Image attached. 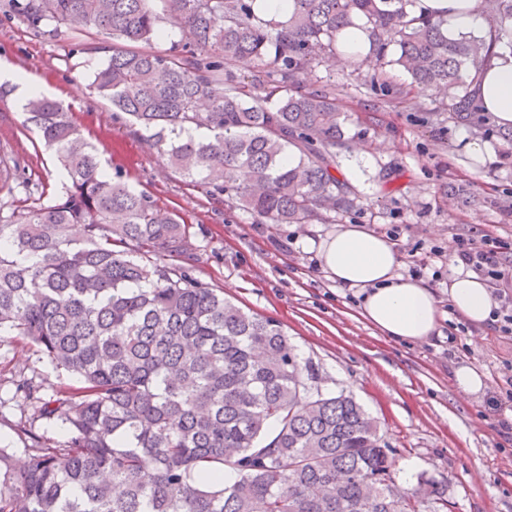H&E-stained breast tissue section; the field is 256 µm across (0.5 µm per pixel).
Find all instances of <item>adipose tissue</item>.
<instances>
[{"instance_id":"1","label":"adipose tissue","mask_w":512,"mask_h":512,"mask_svg":"<svg viewBox=\"0 0 512 512\" xmlns=\"http://www.w3.org/2000/svg\"><path fill=\"white\" fill-rule=\"evenodd\" d=\"M412 15L443 19L449 38L482 37L490 28L485 0H412ZM473 96L482 113L501 128L512 127V47L498 44L475 76ZM318 253L337 285L360 296L361 316L389 339L419 342L438 331L434 291L422 280L398 274L392 242L356 224L337 228ZM448 301L465 322L482 329L494 306L486 283L470 271L455 270Z\"/></svg>"}]
</instances>
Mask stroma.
<instances>
[{
	"mask_svg": "<svg viewBox=\"0 0 512 512\" xmlns=\"http://www.w3.org/2000/svg\"><path fill=\"white\" fill-rule=\"evenodd\" d=\"M101 53H85L74 40L34 34L19 22L0 25V64L46 85L122 179L163 207L176 211L196 233L193 274L223 288L227 299L279 321L322 390L350 391L381 425L392 449V480L405 489L418 479L435 480L441 499L420 512H512V436L496 428L487 398L503 385L512 342L492 331H466L463 351L449 355L445 336L424 342L387 339L359 314L350 290L338 287L320 264L318 244L337 226L361 224L384 235L405 224L399 274H407L415 242L447 246L453 234L490 230L512 251V150L495 124L478 129L449 111L451 95L418 93L410 76L388 68L389 86L372 88L371 66L326 60L305 72L310 90L332 91L348 117L347 142L336 150V175L358 196L356 211L328 224H259L249 212L208 187L190 182L166 155L134 135L122 114L90 89ZM493 145L494 163L483 165L464 152L460 137ZM0 151L18 164L16 180L62 191L64 177L37 131L23 126L15 94L0 97ZM485 375L484 395L460 396L455 364ZM31 379L41 394L72 385L27 341L0 337V447L20 452V427L54 441L66 432L36 418L18 378Z\"/></svg>",
	"mask_w": 512,
	"mask_h": 512,
	"instance_id": "obj_1",
	"label": "stroma"
}]
</instances>
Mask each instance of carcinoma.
<instances>
[{
	"label": "carcinoma",
	"instance_id": "carcinoma-1",
	"mask_svg": "<svg viewBox=\"0 0 512 512\" xmlns=\"http://www.w3.org/2000/svg\"><path fill=\"white\" fill-rule=\"evenodd\" d=\"M411 0H293L286 22L256 0H5L4 15L50 37L103 32L108 57L92 91L165 151L194 183L225 193L260 224H323L355 206L334 174L345 114L300 75L365 23L386 67L421 92L457 87L449 109L485 125L467 78L512 35V0H492L490 42L450 41L444 22L411 18ZM169 28L190 48H161ZM393 58H387L391 47ZM229 63L265 76L262 91ZM66 177L12 202L0 154V336L28 340L76 384L49 397L17 388L61 423L50 443L30 430L23 457L0 448V512H418L390 488L394 459L378 422L345 393L324 392L281 325L192 274L193 226L110 172L64 106L23 104ZM295 163L288 164V150ZM235 473L224 480V468Z\"/></svg>",
	"mask_w": 512,
	"mask_h": 512
}]
</instances>
